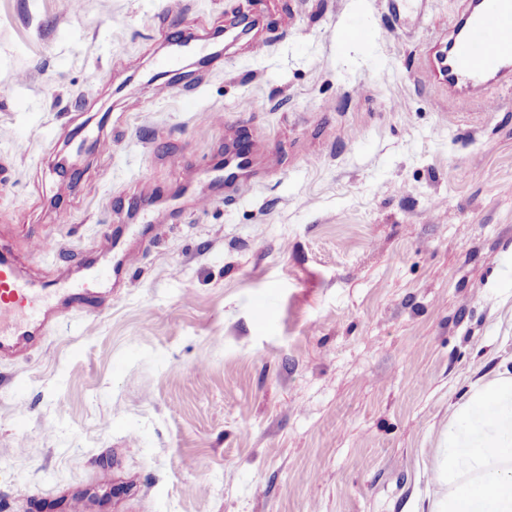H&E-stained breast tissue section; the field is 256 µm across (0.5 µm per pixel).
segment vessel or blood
Segmentation results:
<instances>
[{"instance_id":"obj_1","label":"vessel or blood","mask_w":512,"mask_h":512,"mask_svg":"<svg viewBox=\"0 0 512 512\" xmlns=\"http://www.w3.org/2000/svg\"><path fill=\"white\" fill-rule=\"evenodd\" d=\"M462 21L464 36L447 59L441 60L437 77L449 93L466 96L491 81L512 83V0H479L467 8ZM267 148L264 140H251L235 162L224 170L225 200L235 204L245 196L247 173L255 156ZM122 264L89 268L85 281L66 279L34 281L10 260L0 261V360L23 356L36 345L40 331L52 320H69L101 308L86 289V280L119 274Z\"/></svg>"}]
</instances>
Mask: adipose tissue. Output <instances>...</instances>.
Returning <instances> with one entry per match:
<instances>
[{"mask_svg":"<svg viewBox=\"0 0 512 512\" xmlns=\"http://www.w3.org/2000/svg\"><path fill=\"white\" fill-rule=\"evenodd\" d=\"M448 512H512V374L479 379L448 428Z\"/></svg>","mask_w":512,"mask_h":512,"instance_id":"adipose-tissue-1","label":"adipose tissue"}]
</instances>
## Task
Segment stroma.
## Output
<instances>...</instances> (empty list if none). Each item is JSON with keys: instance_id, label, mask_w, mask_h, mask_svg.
<instances>
[{"instance_id": "35a3bbf8", "label": "stroma", "mask_w": 512, "mask_h": 512, "mask_svg": "<svg viewBox=\"0 0 512 512\" xmlns=\"http://www.w3.org/2000/svg\"><path fill=\"white\" fill-rule=\"evenodd\" d=\"M463 3L0 0V247L78 276L127 224L136 257L0 360V512H434L454 411L512 370V89L432 76ZM250 136L228 207L198 167ZM267 143L263 139H252L245 151L238 152L235 162L224 169V187L227 194L224 201L229 204L238 203L243 199L249 186L247 185V173L255 156L263 154Z\"/></svg>"}]
</instances>
